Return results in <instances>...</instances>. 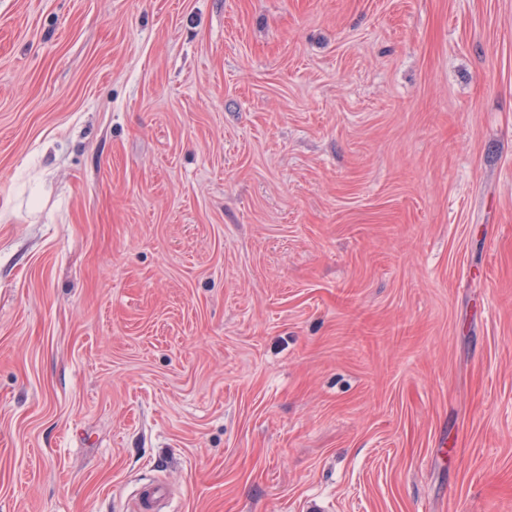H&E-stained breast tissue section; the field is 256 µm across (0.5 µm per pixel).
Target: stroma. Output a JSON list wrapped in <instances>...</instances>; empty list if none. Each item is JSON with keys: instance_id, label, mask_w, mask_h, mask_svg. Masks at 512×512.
Instances as JSON below:
<instances>
[{"instance_id": "1", "label": "stroma", "mask_w": 512, "mask_h": 512, "mask_svg": "<svg viewBox=\"0 0 512 512\" xmlns=\"http://www.w3.org/2000/svg\"><path fill=\"white\" fill-rule=\"evenodd\" d=\"M512 512V0H0V512ZM166 489L163 485L155 484L144 488L129 506L131 512H159L156 503L164 497Z\"/></svg>"}]
</instances>
